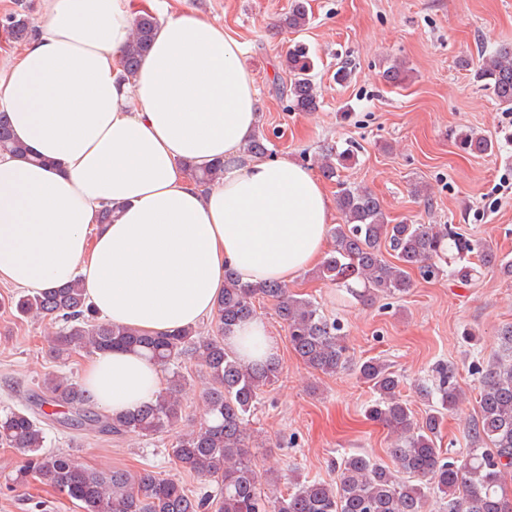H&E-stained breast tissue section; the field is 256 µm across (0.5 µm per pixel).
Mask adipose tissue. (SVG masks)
Here are the masks:
<instances>
[{
	"instance_id": "adipose-tissue-1",
	"label": "adipose tissue",
	"mask_w": 512,
	"mask_h": 512,
	"mask_svg": "<svg viewBox=\"0 0 512 512\" xmlns=\"http://www.w3.org/2000/svg\"><path fill=\"white\" fill-rule=\"evenodd\" d=\"M134 0H42L19 55L0 63V110L40 163L0 154V282L29 294L80 279L98 316L145 334L213 315L224 269L244 284L291 282L317 264L333 218L312 169L247 156L260 114L239 41L172 11L122 80ZM223 164L197 184L193 166ZM116 215L97 221L104 205ZM251 361L274 355L252 318L225 337ZM113 414L166 388L160 365L110 349L82 370Z\"/></svg>"
}]
</instances>
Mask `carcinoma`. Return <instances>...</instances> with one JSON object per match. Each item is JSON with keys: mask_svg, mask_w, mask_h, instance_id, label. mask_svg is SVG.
Returning a JSON list of instances; mask_svg holds the SVG:
<instances>
[{"mask_svg": "<svg viewBox=\"0 0 512 512\" xmlns=\"http://www.w3.org/2000/svg\"><path fill=\"white\" fill-rule=\"evenodd\" d=\"M309 22L306 0H292L282 26L300 32ZM9 25L4 32L15 42L25 41L33 30L22 6L9 13ZM157 25L158 19L148 11L137 16L134 35L124 50L123 68L128 75L135 74ZM286 68L289 82L279 93L298 111H316L320 97L315 60L305 44L288 51ZM473 76L491 90L501 108L512 112V46L482 55ZM407 78L408 70L400 63L383 72V79L393 86ZM458 141L472 155L495 150L493 142L481 135L464 134ZM268 144L259 131L244 152L265 157ZM0 153L38 161L15 138L4 112H0ZM354 156L350 146L332 147L322 155L323 175L337 179L339 185L337 204L343 223L332 231V248L318 267L321 279L361 300L404 294L411 287L409 271L418 270L424 279L437 278L442 272L440 262L453 248L476 259L459 270L465 282L483 267L498 266L512 274L511 260L501 258L487 243L463 238L449 224L438 229L429 224L388 223L376 195L338 180L340 170ZM384 246L393 252L394 261L386 259ZM259 298L273 302L293 351L308 367L324 375L352 367L368 384L375 399L366 413L390 432V456L406 479H397L388 468L362 455L341 459L336 483L297 479L286 493L257 472L247 425L263 388L278 374L279 361L271 357L245 363L224 346V336L237 322L256 316L254 301ZM8 305L21 315L59 323L49 351L60 363L79 351L96 353L111 347L141 352L163 367L200 360L209 376L200 420L178 435L172 456L183 470L216 481L220 496L215 502L209 494L193 496L177 480L151 473L89 469L68 454L47 449V428L56 424L70 430L145 438L177 429L186 420L187 409L186 379L178 371L155 402L135 413L115 416L100 412L92 394L72 377L45 375L41 393L29 405L0 413V442L25 456V464L12 478L17 488L35 477L77 503L81 512H209L213 505L217 512H427L433 494L448 498V512H512L506 500V486L512 482V325L501 330V350L495 359L485 365L476 362L471 368L480 386L479 415L468 430L471 448L461 459H447L437 442L445 417L463 402L455 368L437 366L435 386L420 388L431 405L419 421L400 397L399 378L389 366L377 359L353 363L343 324L325 316L315 301L297 296L286 284H242L232 270H226L224 294L212 319L216 336L211 338L193 329L145 336L102 320L91 310L78 279L61 288L22 295Z\"/></svg>", "mask_w": 512, "mask_h": 512, "instance_id": "1", "label": "carcinoma"}]
</instances>
